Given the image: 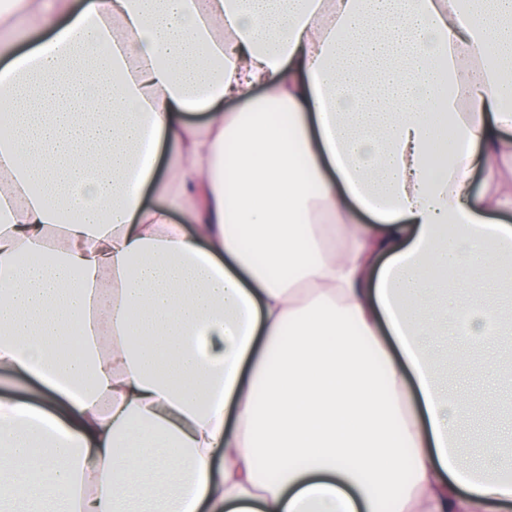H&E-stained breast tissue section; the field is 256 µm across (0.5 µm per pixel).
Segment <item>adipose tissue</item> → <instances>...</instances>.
Segmentation results:
<instances>
[{
    "label": "adipose tissue",
    "instance_id": "obj_1",
    "mask_svg": "<svg viewBox=\"0 0 512 512\" xmlns=\"http://www.w3.org/2000/svg\"><path fill=\"white\" fill-rule=\"evenodd\" d=\"M6 2L0 512H512V0ZM441 371L451 387H465L474 392L499 400L503 413L495 421L467 419L461 425L468 435L474 452L485 433L496 430L509 433L512 429V348L499 344H486L475 352L471 369L466 373L457 370L453 357L441 365ZM0 392L14 394L16 397L35 404H46L43 389L35 383L14 380L10 374L0 370Z\"/></svg>",
    "mask_w": 512,
    "mask_h": 512
}]
</instances>
